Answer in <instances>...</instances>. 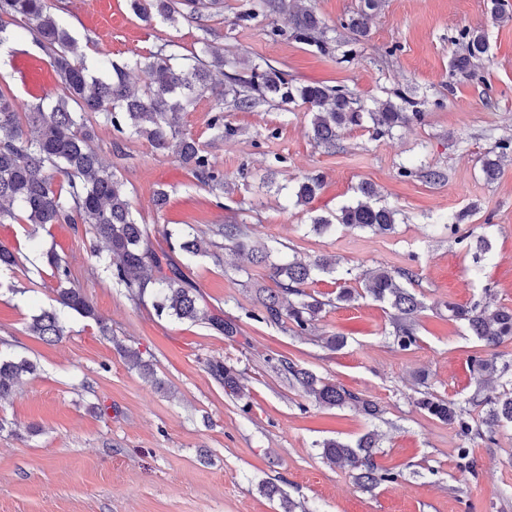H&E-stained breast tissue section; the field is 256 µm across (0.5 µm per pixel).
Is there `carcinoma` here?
Segmentation results:
<instances>
[{
	"instance_id": "cac0c4a2",
	"label": "carcinoma",
	"mask_w": 512,
	"mask_h": 512,
	"mask_svg": "<svg viewBox=\"0 0 512 512\" xmlns=\"http://www.w3.org/2000/svg\"><path fill=\"white\" fill-rule=\"evenodd\" d=\"M127 5L146 23L157 20L172 27L183 21L198 22L224 15V0H127ZM377 7L378 0H363L344 26L354 36L366 37ZM62 10L66 7L50 0H0V45L7 40L4 19L20 24L33 43L48 54L60 79V93L55 104L47 109L38 106L23 112L15 97L0 90V221L18 217L25 224L45 227L73 224L75 217H86L91 224L92 254L106 255L112 279L127 290L131 300L141 303L150 296L156 311L180 321L205 323L219 334L233 338L239 333L238 325L200 304L197 286L172 257V252L178 249L190 256L217 259L221 238L249 262L269 263L270 277L277 290L258 289L257 320L307 334L332 300L317 298L306 291V286L316 272H337L336 257L320 255L312 261L296 258L284 264L271 263L270 252L251 240L246 224H219L208 235L165 228L163 235L169 250L153 249L147 225L138 220L133 210L127 182L102 161L93 147L95 134L87 121L92 115H101L117 134L144 138L163 154L173 152L198 183L222 193L224 172L195 138L180 129L181 112L207 91L214 98L211 127L222 137L235 134V129L224 121L226 104L249 111L270 101H299L307 106L312 139L327 150L336 149L343 133L362 126L367 118L378 134L423 120L424 112L417 108V102L401 95L399 104L386 100L377 109L364 112L356 106L354 95L347 88L296 84L288 74L269 64L250 63L243 73L226 78L224 55L209 43L211 29L205 24L200 25L204 32L201 46L188 54L181 53L180 45L170 41L130 62L120 64L103 58L90 64L59 15ZM282 17L288 20L286 29L279 25ZM253 23L264 25L273 39L289 35L321 53L328 51L320 21L312 8L303 5V0H254L234 20L238 26ZM457 42L461 52L453 59L454 68L471 70L488 58L489 43L483 32L462 29ZM134 69L147 74V81L138 88L130 82V71ZM511 156L512 140H501L496 152L483 160L486 180H495L503 159ZM321 186L320 175L305 177L294 190L296 203L309 204ZM360 193V199L342 207L334 218H312L313 231L326 234L341 225L375 234L392 232L398 211L372 203L375 190L370 185L360 187ZM46 262L57 281L54 292L58 307L33 316L28 331L46 342H56L64 336L61 311H72L96 321L99 317L86 294L70 285L67 262L53 251L46 253ZM351 273L348 268L337 278L336 300L350 302L360 296L347 285V275ZM413 278L411 270L391 272L384 268L367 272L364 277L363 293L388 304L391 336L402 350L418 342L416 318L423 302L403 285ZM448 319L462 323L487 349L486 355L473 356L469 361L477 389L473 395L457 401L428 392L415 404L453 426L462 440L456 448V468L474 477L477 462L470 444L479 440L487 446L494 445L500 428L512 425V388L494 396L481 395L484 376L498 372L493 350L504 339L512 338V308H492L480 302L466 306L450 303ZM116 350L130 367L154 378L153 365L144 361L139 351L121 344L116 345ZM35 369L29 360L0 356V400L8 398L23 376ZM207 369L226 393L234 396L240 391V374L234 367L214 359ZM273 369L319 406L352 405L372 418L382 412L376 401L329 382L284 356L277 359ZM319 447L330 465L347 471L355 484L367 492L395 483L401 476L377 461L380 435L376 431L354 442L326 439ZM265 492L269 498L280 497L283 512H308L274 484L266 485Z\"/></svg>"
}]
</instances>
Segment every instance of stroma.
I'll use <instances>...</instances> for the list:
<instances>
[{
    "mask_svg": "<svg viewBox=\"0 0 512 512\" xmlns=\"http://www.w3.org/2000/svg\"><path fill=\"white\" fill-rule=\"evenodd\" d=\"M72 2L64 21L91 58L122 62L166 40L190 50L200 35L193 22L145 23L126 0ZM307 2L326 28L328 53L290 37L271 39L259 24L234 25L246 0H224L211 41L224 54L226 73L241 72L245 60L266 62L299 83L345 87L368 111L401 93L419 102L423 121L385 134L364 124L329 153L312 140L305 106L225 110L236 133L221 140L210 126L212 98L200 96L182 113L181 128L223 170L229 188L220 195L145 140L116 152L110 127L100 123L95 146L126 179L155 249L167 246L164 227L204 231L237 221L249 225L254 241L274 247L278 260L329 254L357 275L413 270L410 289L424 303L417 345L400 350L389 335L387 305L367 296L338 302V284L322 273L307 286L328 302L316 330L296 336L260 323L255 291L274 285L267 268L225 249L216 260L174 252L202 304L239 325L230 341L205 324L130 301L106 261L91 257L88 223L34 231L16 219L1 222L0 246L21 264L0 271V353L28 358L36 370L0 402V512H282L262 490L267 481L308 512H512V427L496 445L476 443L480 476L467 480L455 468L454 430L414 404L425 388L461 399L476 387L468 363L485 349L449 320V303L512 307V159L494 181L481 171L483 156L512 137V18L494 20L490 0H382L368 37L355 45L342 23L360 0ZM464 28L482 30L490 46L472 74L452 67V38ZM7 30L0 90L30 106L45 103L57 86L48 57L18 25ZM403 166L412 176H400ZM427 168L443 180L421 177ZM315 174L323 177L319 194L310 206L296 204L287 188ZM364 183L376 190L377 205L399 211L394 232H312V216L356 201ZM161 188L169 203L158 213L151 200ZM455 221L492 242L482 276L473 274L472 250L448 229ZM49 249L68 261L72 283L100 316L94 322L62 311L66 333L53 344L27 330L33 315L54 305L56 280L40 257ZM104 325L110 336L102 335ZM333 334L346 338L335 351L325 346ZM117 341L153 362L155 381L126 364L113 348ZM281 355L375 400L381 417L305 400L273 371L270 361ZM212 359L242 372L240 395L225 394L213 380ZM372 430L381 436L379 463L402 476L367 492L328 465L319 444Z\"/></svg>",
    "mask_w": 512,
    "mask_h": 512,
    "instance_id": "stroma-1",
    "label": "stroma"
}]
</instances>
